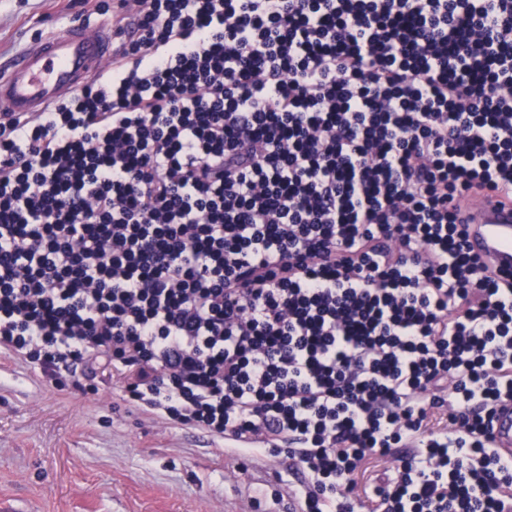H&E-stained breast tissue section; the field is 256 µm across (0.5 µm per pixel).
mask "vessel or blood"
Returning a JSON list of instances; mask_svg holds the SVG:
<instances>
[{
  "label": "vessel or blood",
  "instance_id": "b4317fda",
  "mask_svg": "<svg viewBox=\"0 0 512 512\" xmlns=\"http://www.w3.org/2000/svg\"><path fill=\"white\" fill-rule=\"evenodd\" d=\"M118 40L116 26L82 22L35 40L16 57L11 70L0 73V109L43 111L101 73L111 62ZM466 216L471 252L498 269L512 271V202L480 191L472 195ZM493 434L499 452L512 454L511 400L498 406Z\"/></svg>",
  "mask_w": 512,
  "mask_h": 512
}]
</instances>
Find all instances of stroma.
Returning a JSON list of instances; mask_svg holds the SVG:
<instances>
[{"label": "stroma", "instance_id": "1", "mask_svg": "<svg viewBox=\"0 0 512 512\" xmlns=\"http://www.w3.org/2000/svg\"><path fill=\"white\" fill-rule=\"evenodd\" d=\"M85 13L80 0H0V70ZM89 394L0 355V512H295L287 455L244 458L202 430L129 410L99 374Z\"/></svg>", "mask_w": 512, "mask_h": 512}]
</instances>
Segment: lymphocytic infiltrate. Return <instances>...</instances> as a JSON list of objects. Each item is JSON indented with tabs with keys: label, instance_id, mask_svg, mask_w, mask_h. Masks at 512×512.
Returning a JSON list of instances; mask_svg holds the SVG:
<instances>
[{
	"label": "lymphocytic infiltrate",
	"instance_id": "lymphocytic-infiltrate-1",
	"mask_svg": "<svg viewBox=\"0 0 512 512\" xmlns=\"http://www.w3.org/2000/svg\"><path fill=\"white\" fill-rule=\"evenodd\" d=\"M476 189L512 199V0H143L0 120V352L287 454L300 512H512Z\"/></svg>",
	"mask_w": 512,
	"mask_h": 512
}]
</instances>
